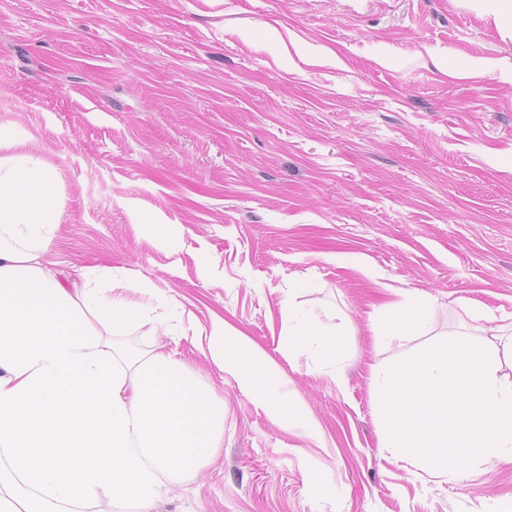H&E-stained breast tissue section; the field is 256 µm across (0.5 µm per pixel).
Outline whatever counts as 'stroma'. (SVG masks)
I'll list each match as a JSON object with an SVG mask.
<instances>
[{
	"mask_svg": "<svg viewBox=\"0 0 512 512\" xmlns=\"http://www.w3.org/2000/svg\"><path fill=\"white\" fill-rule=\"evenodd\" d=\"M492 73L475 74L477 61ZM0 140L54 170L44 259L120 269L224 400V447L154 512H512V461L379 445L371 370L512 316V30L468 0H0ZM425 306L387 347L373 328ZM331 333L295 347L283 311ZM219 315L271 362L272 416L181 334Z\"/></svg>",
	"mask_w": 512,
	"mask_h": 512,
	"instance_id": "obj_1",
	"label": "stroma"
}]
</instances>
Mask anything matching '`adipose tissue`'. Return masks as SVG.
<instances>
[{"label": "adipose tissue", "instance_id": "obj_1", "mask_svg": "<svg viewBox=\"0 0 512 512\" xmlns=\"http://www.w3.org/2000/svg\"><path fill=\"white\" fill-rule=\"evenodd\" d=\"M60 218L57 177L30 154L0 157V512H93L102 496L152 512L164 480H190L220 452L224 409L160 347L116 346V325L147 321L153 288L130 311L128 280L43 260ZM218 369L230 349L242 389L266 399L263 351L221 316L190 336Z\"/></svg>", "mask_w": 512, "mask_h": 512}]
</instances>
